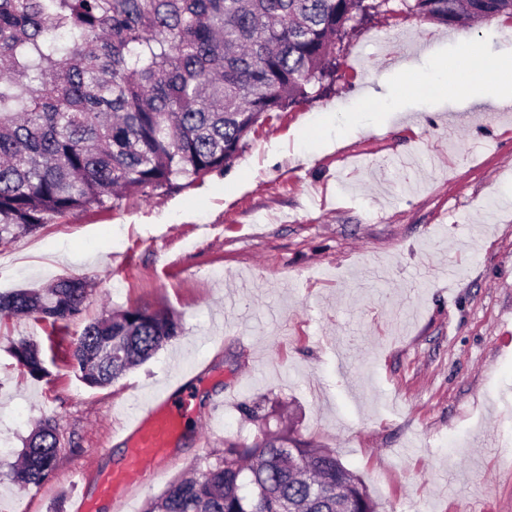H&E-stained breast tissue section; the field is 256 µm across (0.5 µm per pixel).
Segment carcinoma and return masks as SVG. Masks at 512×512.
Segmentation results:
<instances>
[{
	"label": "carcinoma",
	"instance_id": "cac0c4a2",
	"mask_svg": "<svg viewBox=\"0 0 512 512\" xmlns=\"http://www.w3.org/2000/svg\"><path fill=\"white\" fill-rule=\"evenodd\" d=\"M391 0H0V246L49 215L189 185L224 169L260 119L313 101L332 80L336 48L357 17ZM448 26L512 17V0H399ZM88 283L0 292L1 315H34L60 333ZM169 311L128 306L88 323L66 363L104 387L178 335ZM35 378L40 345L10 342ZM258 424L250 442L224 440L150 503L148 512H380L333 450L276 422L264 399L240 404ZM58 421L44 418L13 480L48 481Z\"/></svg>",
	"mask_w": 512,
	"mask_h": 512
}]
</instances>
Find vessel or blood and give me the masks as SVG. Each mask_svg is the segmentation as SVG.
I'll list each match as a JSON object with an SVG mask.
<instances>
[{
    "label": "vessel or blood",
    "instance_id": "1",
    "mask_svg": "<svg viewBox=\"0 0 512 512\" xmlns=\"http://www.w3.org/2000/svg\"><path fill=\"white\" fill-rule=\"evenodd\" d=\"M124 432L131 449L125 469L105 478L102 492L113 500H120L133 478L153 480L154 471L148 465L163 455L176 435V415L168 399L155 398L141 402L128 417Z\"/></svg>",
    "mask_w": 512,
    "mask_h": 512
}]
</instances>
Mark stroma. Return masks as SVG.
Masks as SVG:
<instances>
[{
    "instance_id": "1",
    "label": "stroma",
    "mask_w": 512,
    "mask_h": 512,
    "mask_svg": "<svg viewBox=\"0 0 512 512\" xmlns=\"http://www.w3.org/2000/svg\"><path fill=\"white\" fill-rule=\"evenodd\" d=\"M512 56V18L461 29L396 9L349 31L311 103L272 113L224 170L110 209L53 217L0 246V292L88 281L91 320L172 311L178 337L106 387L71 374L34 317H0V457L59 420L52 478L0 479V512H144L225 440L251 437L242 401L287 406L384 512H512V105L462 99L482 80L458 39ZM448 71L423 97L419 70ZM458 273L448 278V266ZM31 338L50 380L9 351ZM186 404L153 482L120 508L119 424L155 394Z\"/></svg>"
}]
</instances>
